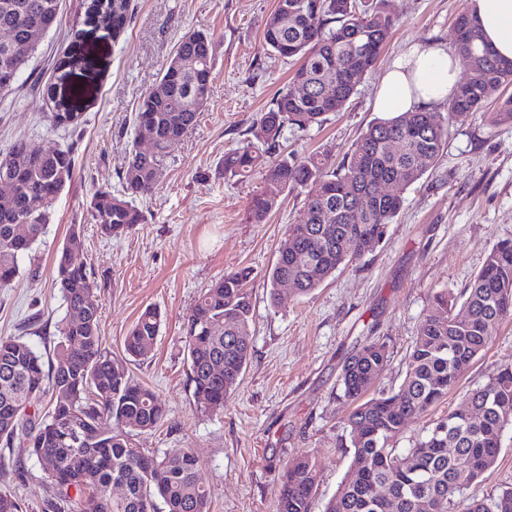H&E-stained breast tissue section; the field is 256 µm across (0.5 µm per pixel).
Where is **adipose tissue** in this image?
I'll return each mask as SVG.
<instances>
[{
	"label": "adipose tissue",
	"instance_id": "ef3b65f1",
	"mask_svg": "<svg viewBox=\"0 0 512 512\" xmlns=\"http://www.w3.org/2000/svg\"><path fill=\"white\" fill-rule=\"evenodd\" d=\"M485 43L512 59V0H469ZM459 84V64L447 51L411 46L386 69L376 92V111L396 117L446 102Z\"/></svg>",
	"mask_w": 512,
	"mask_h": 512
}]
</instances>
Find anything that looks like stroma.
I'll return each instance as SVG.
<instances>
[{
	"instance_id": "obj_1",
	"label": "stroma",
	"mask_w": 512,
	"mask_h": 512,
	"mask_svg": "<svg viewBox=\"0 0 512 512\" xmlns=\"http://www.w3.org/2000/svg\"><path fill=\"white\" fill-rule=\"evenodd\" d=\"M466 0H387L396 25L377 65L360 80L345 108L319 127H285L277 155L326 154L340 164L368 125L378 120L373 101L392 60L409 46L450 48L453 19ZM132 19L120 36L87 26L81 68L54 67L67 49L81 0H62L61 21L43 39L16 89L0 96V154L19 138L46 148H73L75 170L60 195L47 232L20 264L11 287L0 288V337H20L53 357L57 323L66 308L55 287L54 262L72 230L81 246L74 260L86 267L101 304L102 346L149 387L166 410L139 447L191 449L210 493V512H274L275 490L289 459L311 456L318 473L310 512H324L351 463L344 420L349 405L342 367L366 337L387 346L389 362L378 388L394 391L423 314L438 292L460 294L492 246L512 239V123L494 122L487 105L448 128L435 167L400 189L402 208L378 245L339 268L312 294L281 288L271 302L265 273L275 263L289 225L305 215L301 192L281 195L264 223L248 222L261 174L225 177L226 150L251 139L254 120L288 83L292 61L267 51L263 29L275 0H132ZM202 30L212 41L214 69L197 125L173 146L163 177L149 197L136 199L143 224L119 238L101 235L90 203L101 190L120 193L136 135L135 114L159 79L178 41ZM80 87L73 100L83 123L53 127L48 89ZM247 267L253 302L251 358L237 389L217 415L194 404L188 380L183 318L199 294L224 273ZM149 305L162 324L151 352L134 360L123 339ZM512 364V320L500 324L486 352L456 390L427 415L407 423L396 446L412 447L462 395ZM512 486V430L501 452L467 496ZM0 491L24 512H44L55 487L31 455L25 434L0 446Z\"/></svg>"
}]
</instances>
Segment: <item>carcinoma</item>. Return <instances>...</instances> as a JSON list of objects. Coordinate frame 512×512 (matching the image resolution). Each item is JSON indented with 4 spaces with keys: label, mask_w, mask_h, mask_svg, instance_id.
<instances>
[{
    "label": "carcinoma",
    "mask_w": 512,
    "mask_h": 512,
    "mask_svg": "<svg viewBox=\"0 0 512 512\" xmlns=\"http://www.w3.org/2000/svg\"><path fill=\"white\" fill-rule=\"evenodd\" d=\"M385 0H276L266 21L263 41L277 56L296 59L289 85L259 119L253 143L224 152V176L239 180L259 171L266 190L255 196L248 218L261 222L285 192L305 191V216L288 225L276 263L267 274L271 301L278 287L291 281L292 291L308 295L342 265L378 244L398 215L402 198L383 184L400 187L418 181L433 168L448 137V126L498 101L496 117L512 121V96H500L512 85V60L482 43V34L468 9L455 18L452 47L467 78L447 101L438 118L427 110L405 112L369 125L346 161L332 166L318 155L271 158L282 129L306 130L341 111L356 92L358 80L377 63L395 26ZM130 0H89L85 22L115 35L130 20ZM61 0H0V30L15 32L9 47L0 44V68L22 74L37 45L29 31L51 30L59 21ZM174 58L138 106L136 128L155 132L149 154L131 150L123 193L99 191L92 216L106 237H121L144 222L137 198L155 190L170 148L198 121L211 76H202L199 61L213 72L211 38L193 31L182 37ZM337 84L336 101L323 99L326 84ZM304 94L294 93L296 85ZM72 96L53 94L55 127L78 128L82 113L73 111ZM399 140L398 152L390 142ZM75 160L70 149L44 150L25 139L0 155V177L13 181V205L0 210V288L18 276L20 261L50 224L56 202L71 183ZM81 245L73 232L58 252L55 282L68 318L55 360L45 362L29 342L0 338V440L26 432L30 452L41 462H54L48 475L55 500L51 512H210L209 491L196 458L188 450L160 455L139 448L133 432L151 431L165 417L154 393L131 377L102 348L100 304L86 269L66 253ZM249 268L227 273L200 293L183 322L188 378L201 410H224L251 355L253 309L247 288ZM81 315L74 319L72 315ZM512 318V240L498 242L460 299L435 295L428 306L409 354L406 374L390 394L366 395L385 370L386 345L367 340L342 368L343 395L353 405L346 418L350 466L325 512H512V488L487 500L463 497L464 491L491 469L501 451V435L512 427V365L469 390L461 405L448 410L413 447L396 448L406 421L427 413L448 396L476 359L489 347L500 323ZM160 312L146 308L125 336L124 352L147 355L159 334ZM46 407L33 410L38 393ZM120 481L130 503L104 501L109 485ZM315 462L301 456L288 462L276 490V512H309L316 491ZM106 505H101V502Z\"/></svg>",
    "instance_id": "carcinoma-1"
}]
</instances>
